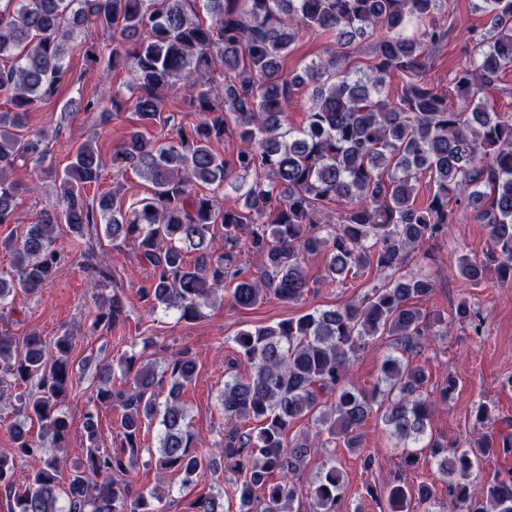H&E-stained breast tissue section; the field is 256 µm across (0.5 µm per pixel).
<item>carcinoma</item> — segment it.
Masks as SVG:
<instances>
[{"instance_id":"carcinoma-1","label":"carcinoma","mask_w":512,"mask_h":512,"mask_svg":"<svg viewBox=\"0 0 512 512\" xmlns=\"http://www.w3.org/2000/svg\"><path fill=\"white\" fill-rule=\"evenodd\" d=\"M446 0H0V96L12 109L0 112V224H10L26 187L9 178L19 165L54 180L61 208L44 209L22 237L7 246L12 270L0 273V305L17 290L45 287L67 259L57 242L58 225L80 237L102 224L112 240L132 245L149 271L140 290L147 313L172 311L185 321L202 317L216 290L232 287L234 304L251 308L272 294L295 303L310 292L305 260L326 256L323 280L342 283L373 272L372 286L359 304L315 310L274 326L240 331L233 339L237 358L218 397L224 436L216 452L196 450L181 391L196 375L187 351L163 359V369L120 360L126 390L108 385L112 368L102 367L94 408L84 422L86 446L64 470L21 427H14L15 454H0V494L8 512H156L154 491L136 488L127 474L144 451L143 424L159 420L156 467L195 485L223 465L236 475L232 495L257 512H296L309 438L287 439L298 420L314 422L316 440H339L349 451L362 447L360 428L377 400L387 430L403 449L406 468L420 456L433 458L445 490L460 512H512V471L479 486L467 482L488 456L512 452V420L501 431L483 434L465 448H445L429 434L433 404L422 396L427 371L413 356L433 336L448 335L449 323L428 317L417 302L432 292L424 274L405 270L410 252L447 233L458 207L471 209L490 229L481 258L464 257L459 276L480 282L494 273L512 282V116L488 111L485 94L512 68V0H476L490 18L473 36V62L456 72L454 93H441L423 80L425 50L443 45L448 29L434 14ZM112 35L106 70L131 75L127 92L111 93L112 111L130 109L142 123L160 120L169 95L182 92L200 115L190 130L170 126L151 141L136 131L117 146L112 163L151 185L150 194L128 204L117 193L88 199L103 161L92 138L80 144L62 172L43 167L44 130L20 133L27 118L70 80L65 42L80 36L87 62L103 54L93 29ZM307 31L328 32L335 46L304 74L283 72L280 59ZM369 49L366 68L354 58ZM400 94L385 95L393 77ZM313 84L305 124H286L300 85ZM240 147L231 161L215 151L228 122ZM434 185L416 203L422 173ZM224 185L243 206H226L197 186ZM347 208L335 213L334 202ZM221 228L224 252L211 249ZM263 258L251 277L241 262L240 238ZM196 254L187 263V252ZM99 282L112 278L105 254H81ZM474 331L481 320L468 301L454 314ZM127 319L114 292L97 304L93 325L116 329ZM377 336L390 338V352L371 391L349 374L358 353ZM68 333L48 344L37 331L16 341L0 333V383L24 385L18 411L35 416L53 448L68 452V418L60 409L73 387ZM246 365L247 374L238 367ZM168 384L165 401L158 388ZM118 411L120 446L98 444L99 407ZM260 420L255 434L235 425ZM31 461L28 478L15 479V456ZM343 475L329 464L312 481V512H339ZM205 493L191 512H223ZM392 512H437L433 485L408 486L396 479L388 491Z\"/></svg>"}]
</instances>
